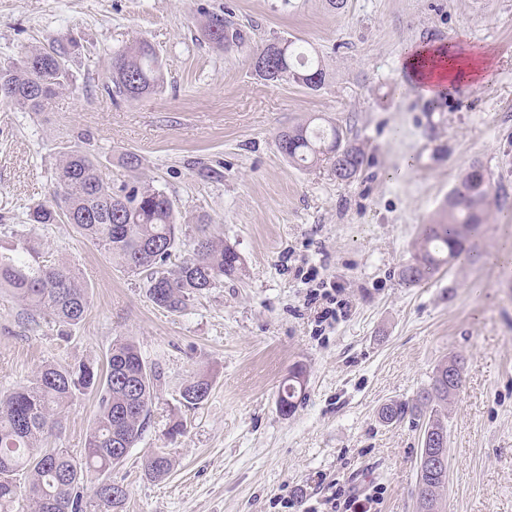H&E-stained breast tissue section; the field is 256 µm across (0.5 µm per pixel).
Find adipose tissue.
Masks as SVG:
<instances>
[{"label": "adipose tissue", "instance_id": "ef3b65f1", "mask_svg": "<svg viewBox=\"0 0 512 512\" xmlns=\"http://www.w3.org/2000/svg\"><path fill=\"white\" fill-rule=\"evenodd\" d=\"M402 66L425 96L435 97L456 85L481 79L491 59L481 51L458 53L444 44L413 48Z\"/></svg>", "mask_w": 512, "mask_h": 512}]
</instances>
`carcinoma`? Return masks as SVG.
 <instances>
[{
  "instance_id": "1",
  "label": "carcinoma",
  "mask_w": 512,
  "mask_h": 512,
  "mask_svg": "<svg viewBox=\"0 0 512 512\" xmlns=\"http://www.w3.org/2000/svg\"><path fill=\"white\" fill-rule=\"evenodd\" d=\"M212 44L230 48L243 35L230 22L212 14L203 25ZM256 75L274 83L292 82L311 90L326 83L321 60L299 44V39L276 38L253 58ZM108 94L138 101L160 92L165 83L163 65L145 39L112 50ZM66 49L57 41L34 46L17 60L0 63V86L12 96L5 104L23 112H41L58 93L74 88ZM277 148L299 166L331 162L336 179L347 182L365 163L362 150L337 125L312 129L298 124L281 132ZM345 156L350 168L338 165ZM131 181L118 187L103 173L100 158L80 148L68 150L54 168V200L38 203L26 214L24 228L12 232L14 241L0 246V290L26 306L31 319L47 316L60 325H78L90 307L89 287L69 262L51 263L38 230L67 223L74 233L125 269L146 280V294L158 307L182 313L195 297L216 287L241 269V258L224 240L201 234L191 253L169 264L179 241L174 203L138 173L140 160L123 157ZM489 182L478 164L469 167L446 200L440 218L426 225L414 258L419 266H405L400 279L420 284L441 267L467 252L471 236L485 223ZM462 359L454 356L438 364L430 383L410 402L393 403L380 412V420L397 421L407 414L428 416L436 436L429 448H420L438 463L417 491L418 512H438L448 482V428L445 414L459 385L448 371L461 374ZM157 371L143 359L130 339H119L106 355V363L59 364L47 362L28 380L0 395V512H124L130 490L107 477L146 431L155 399ZM208 378L185 383L179 403L196 409L208 398ZM98 401L96 418L83 450L75 454L51 442L58 437L61 419L74 401L86 394ZM301 391L283 389L279 410L291 414ZM172 467L163 450L146 456L143 473L161 479Z\"/></svg>"
}]
</instances>
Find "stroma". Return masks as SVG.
Returning <instances> with one entry per match:
<instances>
[{
	"label": "stroma",
	"mask_w": 512,
	"mask_h": 512,
	"mask_svg": "<svg viewBox=\"0 0 512 512\" xmlns=\"http://www.w3.org/2000/svg\"><path fill=\"white\" fill-rule=\"evenodd\" d=\"M229 15L242 45L204 39L209 14ZM277 37L307 42L328 72L322 89L259 78L252 58ZM74 40L75 89L43 111L0 103V244L28 207L51 200L62 152L100 156L113 184L121 159L174 201L188 255L201 219L240 255V270L188 310L153 305L144 282L73 233L40 234L51 261L78 264L90 308L70 335L50 318L27 322L0 292V393L44 362L102 364L133 339L158 364L151 425L113 481L125 512H333L345 490L370 512H418L425 419L382 423L386 404L412 400L437 364L464 360L448 406V482L440 512H512V0H0V60ZM148 40L162 60V92L138 101L107 93L114 48ZM448 43L488 51L483 83L428 99L400 67L406 49ZM320 117L347 129L367 163L351 181L329 164L297 167L280 131ZM490 184L473 259L428 281L399 276L424 229L472 164ZM306 389L295 411L278 395L294 367ZM211 391L179 403L186 380ZM96 412L77 400L60 442L80 452ZM184 432L168 440L173 421ZM173 461L144 476L146 455ZM185 390L180 392L179 403L188 409L199 408L208 398L211 384L205 376H197L188 380L185 384ZM172 467V460L163 450H159L146 456L142 464L143 473L150 479H162Z\"/></svg>",
	"instance_id": "obj_1"
}]
</instances>
